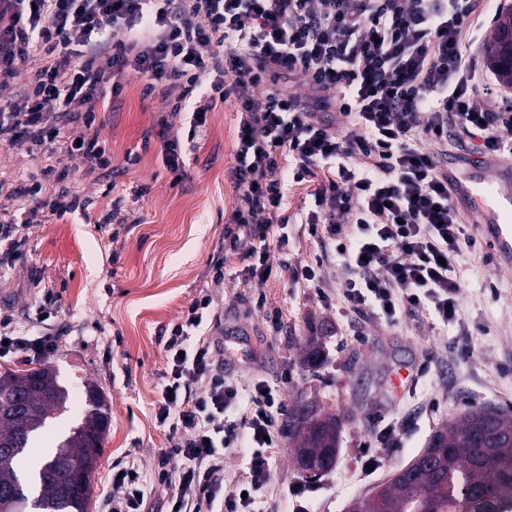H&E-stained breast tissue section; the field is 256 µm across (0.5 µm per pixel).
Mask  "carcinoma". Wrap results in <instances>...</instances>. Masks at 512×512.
<instances>
[{
  "label": "carcinoma",
  "instance_id": "1",
  "mask_svg": "<svg viewBox=\"0 0 512 512\" xmlns=\"http://www.w3.org/2000/svg\"><path fill=\"white\" fill-rule=\"evenodd\" d=\"M512 31V9L501 8L486 50L496 83L512 89V70L501 65L498 44ZM20 403L0 418V512H88L92 477L112 416L105 396L86 388L82 419L38 460L30 444L47 422L67 411L69 391L46 364L0 371V406ZM341 420L306 413L289 430L298 469L317 477L332 469ZM424 458L400 477L377 485L379 512H512V413L482 406L460 413L434 432Z\"/></svg>",
  "mask_w": 512,
  "mask_h": 512
}]
</instances>
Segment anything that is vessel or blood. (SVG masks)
Segmentation results:
<instances>
[{"mask_svg":"<svg viewBox=\"0 0 512 512\" xmlns=\"http://www.w3.org/2000/svg\"><path fill=\"white\" fill-rule=\"evenodd\" d=\"M448 188L453 199L471 202L479 224L474 235L490 250L499 264L512 266V161L490 157L477 168L449 176ZM413 383L410 370L391 373L386 382L390 401L402 399Z\"/></svg>","mask_w":512,"mask_h":512,"instance_id":"obj_1","label":"vessel or blood"}]
</instances>
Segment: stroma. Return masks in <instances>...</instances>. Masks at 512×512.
I'll use <instances>...</instances> for the list:
<instances>
[{
  "mask_svg": "<svg viewBox=\"0 0 512 512\" xmlns=\"http://www.w3.org/2000/svg\"><path fill=\"white\" fill-rule=\"evenodd\" d=\"M142 88L130 75L117 103L94 104L116 169L111 180L80 177L87 210L34 226L25 260L0 276V318L22 324L36 303L56 300L57 346L44 363L69 390L96 385L111 406L88 512H106L116 492L113 476L131 462L155 483L150 512H166L171 490L154 480L162 454L175 445L156 418L166 342L203 291L213 298L225 375L243 388L261 379L280 392L287 407L281 429L304 409L342 420L337 464L317 478L297 471L293 445L281 436L269 452L271 475L256 494L255 512H347L353 500L409 464L453 416L471 406L512 408V268L499 267L482 248L459 259L456 270L469 283L460 300L471 331L468 355L454 350L461 341L456 328L436 324L427 313L403 315L390 327L349 312L342 301L344 269L323 257L308 230L313 193L326 177L320 170L311 181L284 184L279 214L288 243L271 247L269 278H247L244 260L222 249L238 202L228 177L233 105L221 102L209 112L176 184L156 132L164 122L169 138L186 137L190 116L171 114L161 96L143 97ZM129 155L135 164H126ZM116 200L128 223H101ZM219 262L220 280L214 277ZM308 266L324 279V296L302 277ZM399 367L414 370L417 384L393 404L384 389ZM380 416L407 421L412 432L404 447L382 449L378 469L367 475L363 443ZM295 484L305 493L285 498Z\"/></svg>",
  "mask_w": 512,
  "mask_h": 512,
  "instance_id": "obj_1",
  "label": "stroma"
}]
</instances>
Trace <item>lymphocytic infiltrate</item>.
I'll return each instance as SVG.
<instances>
[{
	"instance_id": "1",
	"label": "lymphocytic infiltrate",
	"mask_w": 512,
	"mask_h": 512,
	"mask_svg": "<svg viewBox=\"0 0 512 512\" xmlns=\"http://www.w3.org/2000/svg\"><path fill=\"white\" fill-rule=\"evenodd\" d=\"M478 0H0V145L43 158L0 203V272L24 256L34 219L85 210L76 173L112 172L94 111L83 103L119 95L135 74L145 95L172 112L192 111L186 139H163L164 163L181 181L214 105L238 117L229 177L238 193L224 251L247 259L249 278L272 272L270 243L282 204L283 156L295 179L323 164L337 176L314 192L309 230L350 278L353 313L395 325L425 311L462 326L464 283L457 257L478 240L448 191L439 159L448 135L482 156L512 155V105L484 107L492 95L468 53L479 29ZM307 86L289 94L278 78ZM80 126L72 138V126ZM361 158L363 169L349 167ZM58 189L46 192L45 182ZM212 299L192 301L167 342L170 371L157 417L178 442L158 474L177 512H246L269 480L265 449L276 446L286 411L280 394L257 382L248 393L218 369L219 342L199 338ZM57 307L36 306L27 330L0 319V358L42 356L56 345ZM239 405L236 422L224 414ZM251 451L242 492L218 496L224 451ZM108 512H144L150 485L128 464Z\"/></svg>"
}]
</instances>
